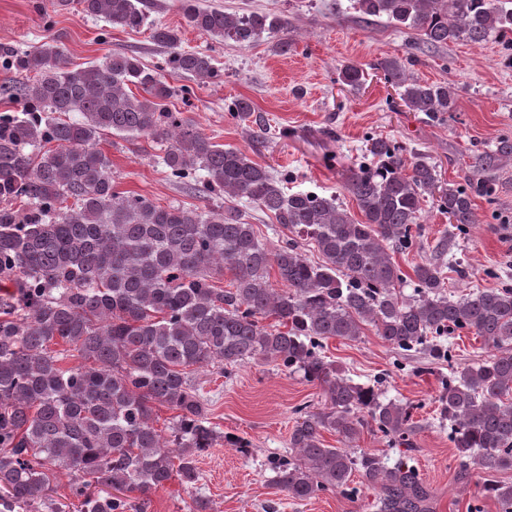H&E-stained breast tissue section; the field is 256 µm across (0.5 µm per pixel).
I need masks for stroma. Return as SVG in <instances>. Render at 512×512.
I'll return each instance as SVG.
<instances>
[{
    "label": "stroma",
    "instance_id": "1",
    "mask_svg": "<svg viewBox=\"0 0 512 512\" xmlns=\"http://www.w3.org/2000/svg\"><path fill=\"white\" fill-rule=\"evenodd\" d=\"M201 5L231 11L249 5L283 16L285 34L264 35L240 47L187 27L179 0H147L150 24L138 31L106 29L102 20L80 5L61 7L58 0H0V44L20 49L57 41L72 65L131 51L147 65L166 55L151 37V24L177 29L181 47L210 54L221 80L196 88L187 111L213 141L241 148L268 170L291 174L292 190H315L335 196L349 211L357 205L345 179L365 148L366 136L386 137L410 152L430 157L443 182L458 185L480 177L477 156L500 137H512V44L497 39L477 45L454 42L440 48L418 47L413 34L386 19L362 22L352 0H199ZM295 39L297 49L277 51L281 36ZM384 57L415 58L411 72L427 83L454 85V110L445 121H428L408 111L398 92L372 74ZM354 64L368 70L367 82L351 91L337 81L339 70ZM238 98L251 100L260 123L232 120L224 110ZM112 159L118 190L142 194L156 204L206 208L210 199L171 183L153 157L160 152L152 138L126 141L102 138ZM474 224L460 239L463 273H449L448 287L468 291L493 288L495 269L512 272V159L495 174L492 198H475ZM322 356L332 360L353 382L379 384L387 397L409 406L416 425L407 452L389 445L375 426L364 427L354 451L385 458L406 455L434 492L433 512H496L483 491L487 474L470 469L459 475L457 452L447 427L438 423V396L448 367L427 355L402 356L366 329L361 340L326 341ZM195 381L209 407V420L223 435L197 460L199 480L191 487L171 481L151 495L147 512H190L204 498L209 512H375L376 491L361 477L352 489L325 491L298 501L273 484L272 458L287 454L288 439L300 411L326 407L322 387L306 382L272 361L258 359L231 367L196 371ZM246 448H239V441Z\"/></svg>",
    "mask_w": 512,
    "mask_h": 512
}]
</instances>
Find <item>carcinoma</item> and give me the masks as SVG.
<instances>
[{
	"label": "carcinoma",
	"mask_w": 512,
	"mask_h": 512,
	"mask_svg": "<svg viewBox=\"0 0 512 512\" xmlns=\"http://www.w3.org/2000/svg\"><path fill=\"white\" fill-rule=\"evenodd\" d=\"M79 4L110 28L134 31L148 19L145 0ZM353 8L366 20L387 18L428 48L512 32V0H354ZM181 9L188 26L241 47L284 27L260 11L228 13L197 0H182ZM151 36L169 49L152 68L125 51L71 68L54 43L0 45L1 68L33 74L9 87L20 111L0 113V512H59L53 468L72 476L79 512H146L166 483L196 484V458L221 432L192 369L259 358L319 384L328 402L301 415L288 455L274 459L280 490L307 500L348 489L357 472L379 487L376 512H432L431 490L404 458L390 465L373 453L324 447L322 431L352 443L367 417L389 443L412 445L410 408L354 383L320 353L323 341H356L366 326L395 351H423L436 364L453 362L451 340L462 331L491 344L487 360L451 368L438 410L462 474L472 466L512 470V285L448 292L454 233L428 247L411 277L392 257L420 243L425 196L465 233L473 198L491 197L494 181L445 184L427 156L410 162L403 147L374 137L345 182L364 221L319 192L290 193L288 174L212 142L172 107L177 97L189 103L193 89L168 84L164 73L204 84L221 77L212 57L179 48V32L168 26H152ZM372 69L409 110L432 121L453 111L454 87L414 80L397 59ZM338 81L358 90L365 72L348 65ZM226 111L236 120L254 113L244 98ZM108 134L160 142L169 181L208 199L246 200L286 231L282 245L270 252L235 206H161L115 190L112 160L98 148ZM511 156L512 139L503 137L478 163L491 171ZM303 241L322 261L303 255ZM273 266L278 291L269 282ZM226 269L229 290L215 286ZM70 357L81 363L66 365ZM157 406L176 412L167 437L153 423ZM485 490L498 512H512V482Z\"/></svg>",
	"instance_id": "obj_1"
}]
</instances>
